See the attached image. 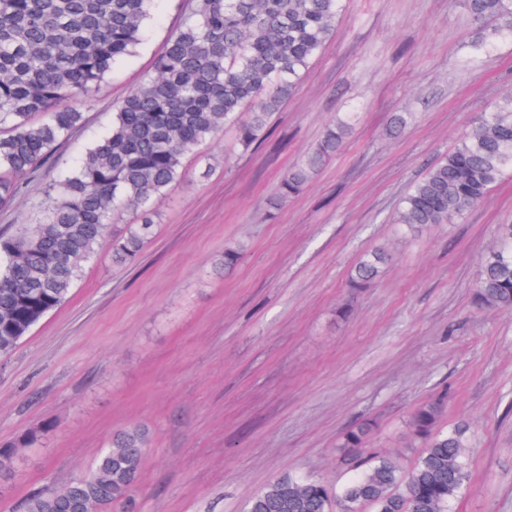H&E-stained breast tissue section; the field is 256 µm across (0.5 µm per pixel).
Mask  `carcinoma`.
I'll return each instance as SVG.
<instances>
[{
    "label": "carcinoma",
    "instance_id": "obj_1",
    "mask_svg": "<svg viewBox=\"0 0 512 512\" xmlns=\"http://www.w3.org/2000/svg\"><path fill=\"white\" fill-rule=\"evenodd\" d=\"M153 0H0V209L23 194L50 164L57 146L79 127L90 93L140 43ZM480 25L475 57L512 37V0H462ZM343 0H194L172 33L155 74L118 106L109 131L76 167L61 175L36 224L0 236V357L9 355L49 312L64 304L108 236L113 216H139L112 237L113 261L134 262L153 234V214L182 176L186 154L236 130L244 152L270 136L272 120L313 59L332 37ZM253 111L240 118L243 107ZM350 113L326 131L315 152L283 177L278 201L299 193L351 131ZM512 169V92L479 113L444 157L403 197L394 223L418 233L460 220ZM496 245L480 261L477 301L512 310V223L499 224ZM389 252L363 254L351 285L365 288ZM445 398L419 405L409 419L423 445L407 468L371 451L375 423L349 429L341 447L367 455L368 467L339 490L313 479L283 476L255 493L244 512H448L466 486L469 425L443 430ZM146 431L128 427L101 450L85 477L34 493L24 512H69L94 492L102 512H132Z\"/></svg>",
    "mask_w": 512,
    "mask_h": 512
}]
</instances>
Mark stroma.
Returning a JSON list of instances; mask_svg holds the SVG:
<instances>
[{"instance_id":"stroma-1","label":"stroma","mask_w":512,"mask_h":512,"mask_svg":"<svg viewBox=\"0 0 512 512\" xmlns=\"http://www.w3.org/2000/svg\"><path fill=\"white\" fill-rule=\"evenodd\" d=\"M192 4L154 0L136 52L0 210V232L38 223ZM478 35L458 0H346L263 147L243 152L229 128L187 154L138 262L116 264L104 246L69 300L0 360V446L42 438L0 482V512L88 475L131 424L149 437L135 512H242L287 475L339 488L351 477L346 429L376 419L374 447L410 461L405 421L443 392V425L474 430L469 482L448 512H512V311L473 298L496 225L512 222V171L461 222L412 236L393 222L410 185L512 91V40L474 62ZM349 112L344 147L278 202L282 177ZM399 112L412 119L394 134ZM237 243L245 255L224 270ZM376 246L392 262L351 294L354 263Z\"/></svg>"}]
</instances>
